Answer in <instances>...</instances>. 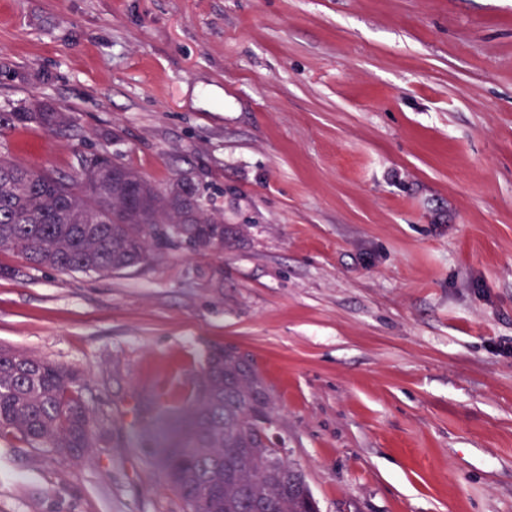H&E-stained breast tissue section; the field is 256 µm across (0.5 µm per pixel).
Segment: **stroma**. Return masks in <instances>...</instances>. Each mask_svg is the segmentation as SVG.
I'll return each instance as SVG.
<instances>
[{"label":"stroma","mask_w":512,"mask_h":512,"mask_svg":"<svg viewBox=\"0 0 512 512\" xmlns=\"http://www.w3.org/2000/svg\"><path fill=\"white\" fill-rule=\"evenodd\" d=\"M2 67L0 107L75 130L0 155L189 176L224 250L0 249V349L77 369L101 434L78 461L0 438V512H184L160 457L211 346L256 367L320 512H512V0H0ZM36 113L41 117V129L61 137L72 135L73 125L69 115L63 110L43 102H35L27 107L14 108L8 112L0 111V127H31V116ZM70 130H72L71 133H69Z\"/></svg>","instance_id":"obj_1"}]
</instances>
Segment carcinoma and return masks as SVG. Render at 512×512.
<instances>
[{
  "label": "carcinoma",
  "mask_w": 512,
  "mask_h": 512,
  "mask_svg": "<svg viewBox=\"0 0 512 512\" xmlns=\"http://www.w3.org/2000/svg\"><path fill=\"white\" fill-rule=\"evenodd\" d=\"M69 137L70 117L50 104L0 111V127L30 126ZM181 177L156 187L107 156L81 161L64 180L0 157V248L62 273L112 274L143 263L151 247L181 246L174 235ZM187 248L224 251V228L199 205ZM219 242L208 250L200 239ZM74 370L34 354L0 351V436L34 448L84 455L93 420ZM277 421L270 395L252 366L223 348L207 352L195 377L190 414L162 462L167 483L187 512H318V504L288 450L264 441L263 424Z\"/></svg>",
  "instance_id": "carcinoma-1"
}]
</instances>
